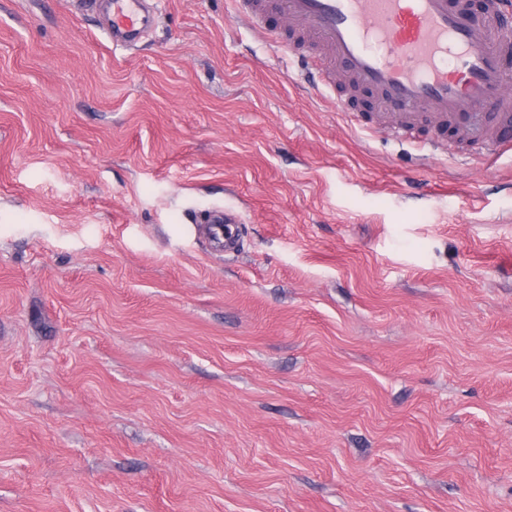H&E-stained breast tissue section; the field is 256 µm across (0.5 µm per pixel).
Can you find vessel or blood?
Wrapping results in <instances>:
<instances>
[{"label": "vessel or blood", "mask_w": 512, "mask_h": 512, "mask_svg": "<svg viewBox=\"0 0 512 512\" xmlns=\"http://www.w3.org/2000/svg\"><path fill=\"white\" fill-rule=\"evenodd\" d=\"M106 33L114 45L135 46L155 22L149 0H105ZM243 19L261 28L280 14L278 43L325 87L344 80L388 113L382 128L405 136L430 124L434 149H445L448 126L482 141L488 155L512 152V30L503 26L512 0H236ZM240 216L210 220L214 238L235 250Z\"/></svg>", "instance_id": "vessel-or-blood-1"}]
</instances>
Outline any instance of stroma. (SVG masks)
Instances as JSON below:
<instances>
[{
  "instance_id": "35a3bbf8",
  "label": "stroma",
  "mask_w": 512,
  "mask_h": 512,
  "mask_svg": "<svg viewBox=\"0 0 512 512\" xmlns=\"http://www.w3.org/2000/svg\"><path fill=\"white\" fill-rule=\"evenodd\" d=\"M155 12L0 0V512H512V155ZM107 4L104 30L116 46H135L155 22L149 0H101ZM241 217L230 210L215 214L208 222L211 235L216 239H224V251H234L238 243L237 225L241 224Z\"/></svg>"
}]
</instances>
